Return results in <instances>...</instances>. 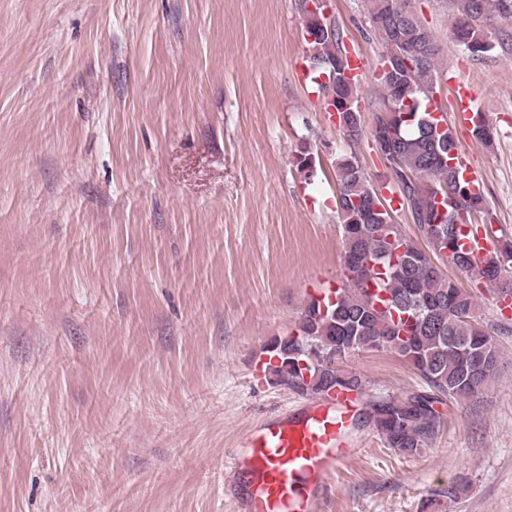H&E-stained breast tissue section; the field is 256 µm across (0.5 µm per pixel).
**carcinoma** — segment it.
<instances>
[{"instance_id": "obj_1", "label": "carcinoma", "mask_w": 512, "mask_h": 512, "mask_svg": "<svg viewBox=\"0 0 512 512\" xmlns=\"http://www.w3.org/2000/svg\"><path fill=\"white\" fill-rule=\"evenodd\" d=\"M454 19L457 41L472 54L486 53L493 45L484 27L494 21H512V0H458ZM370 19L380 39L391 47L388 61L401 64L408 47L420 54L412 69L382 81L383 106L394 104L417 112L407 124L394 112H378L374 124L383 128L384 141L392 155L397 188H406L403 204L413 213L428 244L443 249V237L454 242L448 254L452 263L489 287L501 301L512 294V240L500 241L494 255L474 264L461 244L466 220L460 206L479 211L483 195L473 194L461 178L452 157L442 162L439 151L457 150L451 130L434 137L427 131V113L419 99L427 97L437 77V45L432 35L399 0H370ZM336 26L331 33L311 43L313 59L321 66L343 56ZM343 134L357 144L363 133L360 116L347 114ZM342 210L343 273L345 284L336 303L310 301L297 325L295 340L315 347L322 356L306 368L294 362L290 339L275 340L267 352L280 362L268 368L273 384L301 397L340 390L364 388L361 376L342 367V357L360 350L390 351L413 368L427 390L401 398L390 397L369 403L366 418L381 434L388 448L416 455L439 434L442 419L436 405L442 398L468 401L481 394L496 368L499 348L495 338L479 323L474 295L446 277L438 264L424 255L418 243L399 224H381L367 214L375 189L358 167L352 152L336 162ZM448 194L449 220L434 228L429 217L437 211L435 197Z\"/></svg>"}]
</instances>
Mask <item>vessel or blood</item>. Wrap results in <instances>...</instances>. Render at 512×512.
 Returning <instances> with one entry per match:
<instances>
[{
	"label": "vessel or blood",
	"instance_id": "vessel-or-blood-1",
	"mask_svg": "<svg viewBox=\"0 0 512 512\" xmlns=\"http://www.w3.org/2000/svg\"><path fill=\"white\" fill-rule=\"evenodd\" d=\"M447 81L456 120L469 123L476 108L472 85L453 74ZM464 244L480 262L495 250L496 238L476 224ZM363 406L343 393L310 399L248 428L225 463L238 490L237 512H325L330 480L364 445L356 433Z\"/></svg>",
	"mask_w": 512,
	"mask_h": 512
}]
</instances>
